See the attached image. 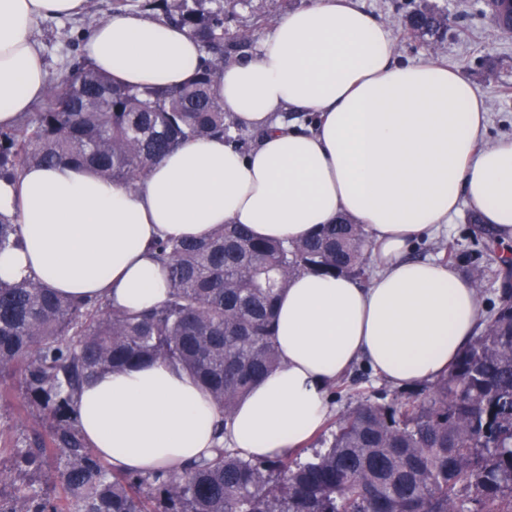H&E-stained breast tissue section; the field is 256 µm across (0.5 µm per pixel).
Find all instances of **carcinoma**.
Instances as JSON below:
<instances>
[{
	"instance_id": "1",
	"label": "carcinoma",
	"mask_w": 512,
	"mask_h": 512,
	"mask_svg": "<svg viewBox=\"0 0 512 512\" xmlns=\"http://www.w3.org/2000/svg\"><path fill=\"white\" fill-rule=\"evenodd\" d=\"M133 2L201 44L196 79L137 88L83 61L65 65L36 111L0 132V178L72 162L133 188L183 142L227 134L232 122L215 84L253 29L226 30L228 0ZM481 12L509 20L512 0H491ZM406 23L419 36L444 35L432 7L408 12ZM469 221L478 258L512 269L479 216ZM20 231L0 215V249L18 243ZM153 253L167 270V298L139 313L77 302L35 280H0V382L18 378L51 428L50 441L36 437L0 461V512H512V287L500 289L499 305L448 375L414 396L360 401L305 461L219 449L176 471L112 470L78 429L74 400L87 379L163 362L194 377L227 420L281 364L275 303L290 278H362L369 269L361 225L345 220L290 243L223 224L204 240H159Z\"/></svg>"
}]
</instances>
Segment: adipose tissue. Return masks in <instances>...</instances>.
I'll use <instances>...</instances> for the list:
<instances>
[{
    "mask_svg": "<svg viewBox=\"0 0 512 512\" xmlns=\"http://www.w3.org/2000/svg\"><path fill=\"white\" fill-rule=\"evenodd\" d=\"M85 4L0 0V127L48 88L33 21ZM83 52L116 83L140 87L191 83L202 56L187 30L127 12L95 26ZM218 90L225 111L259 134L248 153L220 137L191 139L132 189L72 164L0 180V215L17 219L22 236L0 250V279L141 311L167 297L151 250L158 239L244 224L291 242L342 216L362 225L374 271L365 282L292 277L277 305L281 365L241 400L224 434L207 395L166 364L86 382L79 429L117 470L178 469L220 445L250 460L284 456L321 428L330 389L359 364L397 388L448 374L476 333L479 297L453 266L410 252L465 204L512 242V137L486 141L474 87L436 61L398 60L391 29L354 0L289 12L251 56L224 67ZM289 110L317 121L283 122Z\"/></svg>",
    "mask_w": 512,
    "mask_h": 512,
    "instance_id": "1",
    "label": "adipose tissue"
}]
</instances>
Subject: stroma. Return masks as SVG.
Masks as SVG:
<instances>
[{
  "mask_svg": "<svg viewBox=\"0 0 512 512\" xmlns=\"http://www.w3.org/2000/svg\"><path fill=\"white\" fill-rule=\"evenodd\" d=\"M443 9L453 23L436 43L410 35L405 16L408 0H358L364 10L387 23L396 39V56L401 60L422 61L437 58L454 68L482 96L489 122L486 137L496 140L512 136V38L502 37L488 17L481 15V0H431ZM112 12V0H89L84 13L74 17L41 18L33 26L47 63L50 80H57L67 59L82 54L84 36ZM455 242L460 255L456 267L466 272L477 257L473 226L467 213L455 217L447 229L425 237L412 250L416 258L439 257L441 244ZM354 374L360 381L343 391L334 402V415L350 411L361 397L386 403L400 396V389L378 380L364 367ZM7 394L0 397V457H9L13 448L23 446L26 438L48 437L49 430L36 409L25 403L17 383H6Z\"/></svg>",
  "mask_w": 512,
  "mask_h": 512,
  "instance_id": "1",
  "label": "stroma"
}]
</instances>
